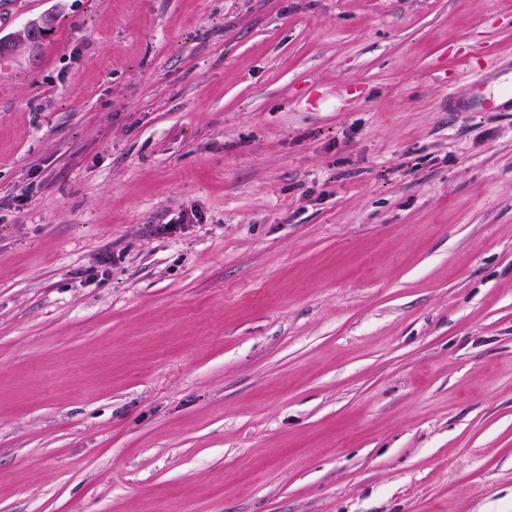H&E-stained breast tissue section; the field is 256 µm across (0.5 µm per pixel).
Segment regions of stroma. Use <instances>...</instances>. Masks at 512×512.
I'll list each match as a JSON object with an SVG mask.
<instances>
[{"instance_id":"1","label":"stroma","mask_w":512,"mask_h":512,"mask_svg":"<svg viewBox=\"0 0 512 512\" xmlns=\"http://www.w3.org/2000/svg\"><path fill=\"white\" fill-rule=\"evenodd\" d=\"M0 40V512H512V0ZM452 112H512V57L485 55L466 93H448Z\"/></svg>"}]
</instances>
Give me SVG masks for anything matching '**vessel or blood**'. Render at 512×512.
<instances>
[{
  "mask_svg": "<svg viewBox=\"0 0 512 512\" xmlns=\"http://www.w3.org/2000/svg\"><path fill=\"white\" fill-rule=\"evenodd\" d=\"M452 112H512V57L487 55L466 93L449 92Z\"/></svg>",
  "mask_w": 512,
  "mask_h": 512,
  "instance_id": "1",
  "label": "vessel or blood"
}]
</instances>
